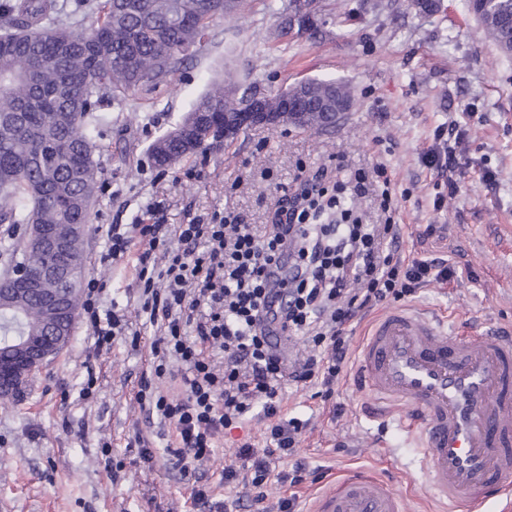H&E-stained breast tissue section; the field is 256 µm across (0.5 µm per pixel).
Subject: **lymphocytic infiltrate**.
<instances>
[{"label": "lymphocytic infiltrate", "mask_w": 512, "mask_h": 512, "mask_svg": "<svg viewBox=\"0 0 512 512\" xmlns=\"http://www.w3.org/2000/svg\"><path fill=\"white\" fill-rule=\"evenodd\" d=\"M386 176L380 164L372 175H358L348 186L319 171L282 195L263 232L232 212L202 213L178 225L173 246L168 242L172 232L150 202L128 230L110 226L100 262L126 257L134 244L145 247L137 279L140 311L159 334L152 345L156 377L165 378L176 365L186 368L183 396L144 388L136 395L174 428L179 443L174 454L183 475L195 474L216 434L253 405L275 417L282 378L317 383L332 395L348 364L355 321L412 294L430 278L452 275L449 267L396 258L398 226L389 193L381 195L376 224L346 206L347 194L366 195L371 178ZM285 259L295 272L288 278V306L279 319L287 331L306 336L310 346L293 371L263 325L270 278ZM103 292L101 280L89 279L82 300L98 347L127 328L122 316L101 313ZM212 344L224 351L223 369H215L204 356Z\"/></svg>", "instance_id": "1"}]
</instances>
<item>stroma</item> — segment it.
<instances>
[{"mask_svg": "<svg viewBox=\"0 0 512 512\" xmlns=\"http://www.w3.org/2000/svg\"><path fill=\"white\" fill-rule=\"evenodd\" d=\"M282 2L255 0L252 11L215 21L209 41L167 85L139 89L119 110L104 105L87 275L106 283L103 309L124 314L141 336L98 349L77 323L70 344L32 375L24 395L0 401V512H217L243 493L224 481L226 468L241 465L238 449L269 445L273 421L253 406L215 436L211 454L186 477L172 466L171 429L137 402L155 339L139 314L138 255L109 265L99 255L109 226L131 223L146 202L158 204L167 224L224 208L265 224L276 182H289L297 161L307 173L328 168L344 179L384 163L401 208V256L455 270L453 278L426 282L404 305L463 315L473 335L512 332V55L483 37L461 0H441L432 17L410 0H383L381 11L369 0H323L317 38L291 44L274 36ZM228 71L242 88L264 94L310 78L341 79L358 99L325 131L252 128L156 167L151 142ZM452 120L463 132L455 168L429 165L427 153L446 154ZM356 371L349 361L328 398L315 385L284 379L280 416L306 420L293 460L310 475L288 487L276 474L291 460H272L267 506L291 495L295 512H309L337 476L362 469L406 492L410 512H443L423 496L419 443L372 413ZM143 448L152 461L141 458ZM196 487L204 501H193Z\"/></svg>", "mask_w": 512, "mask_h": 512, "instance_id": "1", "label": "stroma"}]
</instances>
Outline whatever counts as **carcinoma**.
Here are the masks:
<instances>
[{"label": "carcinoma", "instance_id": "1", "mask_svg": "<svg viewBox=\"0 0 512 512\" xmlns=\"http://www.w3.org/2000/svg\"><path fill=\"white\" fill-rule=\"evenodd\" d=\"M251 0H98V19L81 30L62 19L54 0H14L0 11V223L27 224L4 250L22 260L0 277V361L25 356L28 341L48 334L52 317L35 291L16 288L17 268L42 259L24 240L38 224H55L69 236L67 273L45 288L79 311L87 270L85 226L90 221L99 167L93 141L102 121L100 103H118L138 87L168 82L188 51L203 45L212 23L241 12ZM467 12L500 50L512 49V0H465ZM282 13L319 16L322 0H288ZM236 79L214 82L175 127L157 137L149 154L158 167L201 149L224 112L249 108L254 99L279 112L283 127L293 113L284 98L306 108L303 131L336 125V105L350 110L355 89L338 79L312 78L275 94L239 92Z\"/></svg>", "mask_w": 512, "mask_h": 512}]
</instances>
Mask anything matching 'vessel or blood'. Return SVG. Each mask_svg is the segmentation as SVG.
<instances>
[{
	"label": "vessel or blood",
	"mask_w": 512,
	"mask_h": 512,
	"mask_svg": "<svg viewBox=\"0 0 512 512\" xmlns=\"http://www.w3.org/2000/svg\"><path fill=\"white\" fill-rule=\"evenodd\" d=\"M291 266L277 270L269 308L284 310ZM359 381L373 409L422 446L429 493L450 512L506 498L512 510V336H462L412 307L384 311L359 348ZM314 512H407L375 477L353 475L324 490Z\"/></svg>",
	"instance_id": "1"
}]
</instances>
